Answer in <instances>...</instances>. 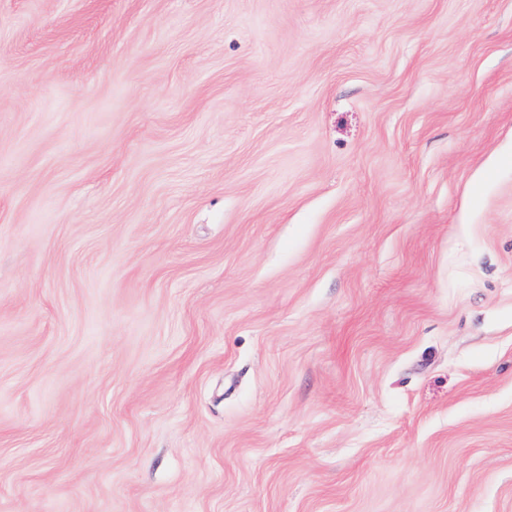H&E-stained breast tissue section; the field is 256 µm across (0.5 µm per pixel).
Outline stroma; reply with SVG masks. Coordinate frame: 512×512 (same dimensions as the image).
<instances>
[{"label": "stroma", "instance_id": "1", "mask_svg": "<svg viewBox=\"0 0 512 512\" xmlns=\"http://www.w3.org/2000/svg\"><path fill=\"white\" fill-rule=\"evenodd\" d=\"M0 512H512V0H0Z\"/></svg>", "mask_w": 512, "mask_h": 512}]
</instances>
